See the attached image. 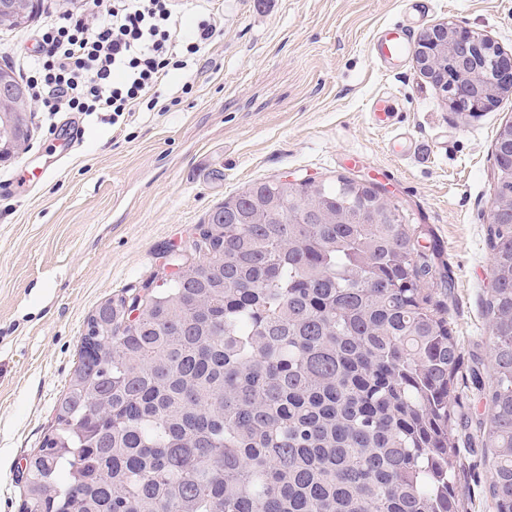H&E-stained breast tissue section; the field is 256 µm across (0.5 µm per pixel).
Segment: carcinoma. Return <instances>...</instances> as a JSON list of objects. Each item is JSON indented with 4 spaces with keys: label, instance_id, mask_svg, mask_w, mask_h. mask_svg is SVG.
<instances>
[{
    "label": "carcinoma",
    "instance_id": "obj_1",
    "mask_svg": "<svg viewBox=\"0 0 512 512\" xmlns=\"http://www.w3.org/2000/svg\"><path fill=\"white\" fill-rule=\"evenodd\" d=\"M494 159L483 441L512 512V124ZM202 236L203 262L89 317L26 512H464L461 346L399 207L260 181Z\"/></svg>",
    "mask_w": 512,
    "mask_h": 512
}]
</instances>
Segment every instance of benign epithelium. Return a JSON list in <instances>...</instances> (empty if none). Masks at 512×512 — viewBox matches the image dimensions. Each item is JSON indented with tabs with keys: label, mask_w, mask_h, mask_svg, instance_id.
<instances>
[{
	"label": "benign epithelium",
	"mask_w": 512,
	"mask_h": 512,
	"mask_svg": "<svg viewBox=\"0 0 512 512\" xmlns=\"http://www.w3.org/2000/svg\"><path fill=\"white\" fill-rule=\"evenodd\" d=\"M34 0H0V22L4 23L30 10ZM425 45L415 51L416 63L427 78L449 90L454 105L468 112L483 111L497 92L512 90V55L502 52L484 33L458 31L446 23L425 32ZM0 136L6 139L10 156L26 151V140L14 136L15 118L33 111L24 87L14 82L0 83Z\"/></svg>",
	"instance_id": "7a95c632"
}]
</instances>
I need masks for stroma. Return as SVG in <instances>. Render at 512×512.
I'll list each match as a JSON object with an SVG mask.
<instances>
[{"mask_svg": "<svg viewBox=\"0 0 512 512\" xmlns=\"http://www.w3.org/2000/svg\"><path fill=\"white\" fill-rule=\"evenodd\" d=\"M83 0H41L28 27L0 43L34 49L49 20ZM417 17L487 34L512 53V0H224L219 35L172 85L193 92L168 112L79 115L83 144L65 149V113L32 114L26 153L0 162V512H22L25 465L41 448L78 364L92 312L156 281L162 253L182 245L216 205L248 184L347 176L383 187L449 269L448 314L465 363L491 369L484 300L494 144L512 120V91L478 117L457 116L413 57L383 69L369 54L382 27ZM386 100L390 126L369 109ZM406 133L407 159L387 148ZM467 512H492L490 449L460 443Z\"/></svg>", "mask_w": 512, "mask_h": 512, "instance_id": "obj_1", "label": "stroma"}]
</instances>
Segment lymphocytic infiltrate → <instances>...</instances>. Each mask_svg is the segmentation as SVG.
Returning <instances> with one entry per match:
<instances>
[{"label": "lymphocytic infiltrate", "mask_w": 512, "mask_h": 512, "mask_svg": "<svg viewBox=\"0 0 512 512\" xmlns=\"http://www.w3.org/2000/svg\"><path fill=\"white\" fill-rule=\"evenodd\" d=\"M215 0H90L95 24L53 20L37 54L14 52L30 92L45 112L170 111L193 90L183 83L162 96L174 72L200 63L217 38ZM201 20L183 31L187 15Z\"/></svg>", "instance_id": "lymphocytic-infiltrate-1"}]
</instances>
